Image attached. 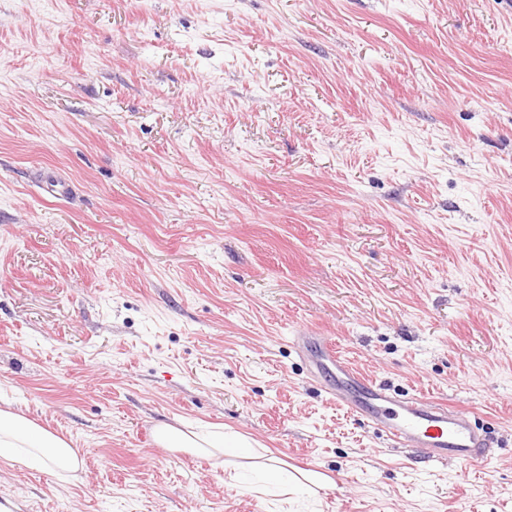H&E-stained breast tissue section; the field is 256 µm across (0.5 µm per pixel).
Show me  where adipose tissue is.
<instances>
[{"label": "adipose tissue", "mask_w": 512, "mask_h": 512, "mask_svg": "<svg viewBox=\"0 0 512 512\" xmlns=\"http://www.w3.org/2000/svg\"><path fill=\"white\" fill-rule=\"evenodd\" d=\"M155 441L174 451L207 453L216 466L227 468L231 467L238 448L244 445L241 437L234 434L187 431L169 424L156 428ZM0 458L43 466L61 476L74 473L81 466L66 440L10 410H0Z\"/></svg>", "instance_id": "obj_1"}]
</instances>
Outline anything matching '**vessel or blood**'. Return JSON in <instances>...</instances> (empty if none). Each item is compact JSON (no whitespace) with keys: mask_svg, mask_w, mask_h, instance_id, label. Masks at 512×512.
I'll list each match as a JSON object with an SVG mask.
<instances>
[{"mask_svg":"<svg viewBox=\"0 0 512 512\" xmlns=\"http://www.w3.org/2000/svg\"><path fill=\"white\" fill-rule=\"evenodd\" d=\"M317 360L330 363L341 377L340 385L328 390L331 398L371 420L397 445L421 449L434 462L474 465L486 457L487 436L473 426L468 413L424 397L396 396L353 369L328 341H320Z\"/></svg>","mask_w":512,"mask_h":512,"instance_id":"b4317fda","label":"vessel or blood"}]
</instances>
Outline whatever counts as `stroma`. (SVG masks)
<instances>
[{"label": "stroma", "mask_w": 512, "mask_h": 512, "mask_svg": "<svg viewBox=\"0 0 512 512\" xmlns=\"http://www.w3.org/2000/svg\"><path fill=\"white\" fill-rule=\"evenodd\" d=\"M309 330L488 461L336 405ZM6 406L83 461H0L16 512H512V0H0ZM155 441L162 448L183 452H204L214 458L215 465L224 470L233 467V462L224 457H237L241 453L234 448H245L240 436L224 434L222 431H185L179 427L163 424L155 430Z\"/></svg>", "instance_id": "obj_1"}]
</instances>
